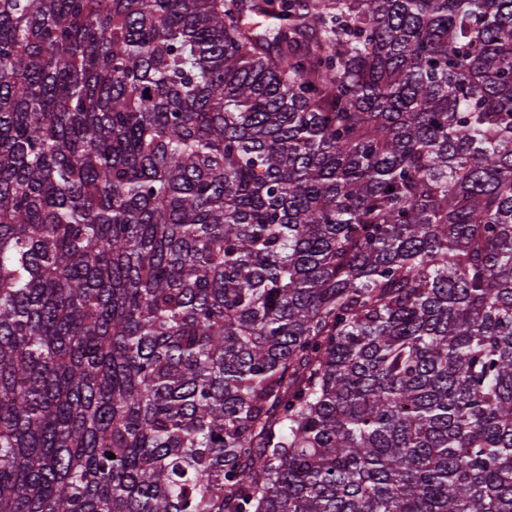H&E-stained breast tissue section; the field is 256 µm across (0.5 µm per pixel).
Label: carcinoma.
Listing matches in <instances>:
<instances>
[{
	"instance_id": "carcinoma-1",
	"label": "carcinoma",
	"mask_w": 512,
	"mask_h": 512,
	"mask_svg": "<svg viewBox=\"0 0 512 512\" xmlns=\"http://www.w3.org/2000/svg\"><path fill=\"white\" fill-rule=\"evenodd\" d=\"M0 512H512V0H0Z\"/></svg>"
}]
</instances>
